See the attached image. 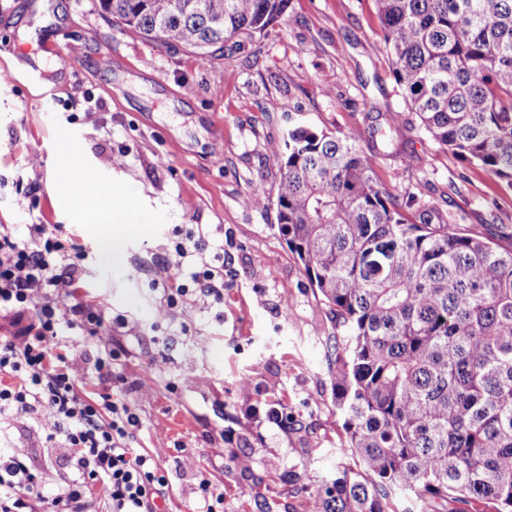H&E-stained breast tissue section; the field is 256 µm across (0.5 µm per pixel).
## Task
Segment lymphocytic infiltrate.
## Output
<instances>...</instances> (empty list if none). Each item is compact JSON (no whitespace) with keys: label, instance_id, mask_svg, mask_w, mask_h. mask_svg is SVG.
<instances>
[{"label":"lymphocytic infiltrate","instance_id":"obj_1","mask_svg":"<svg viewBox=\"0 0 512 512\" xmlns=\"http://www.w3.org/2000/svg\"><path fill=\"white\" fill-rule=\"evenodd\" d=\"M18 239L0 224V416L33 419L50 435H61L66 453L62 484L50 512H87L102 500L108 512H162L159 502L169 478L132 444L142 427L127 400L129 385L118 371L113 347L84 350L90 390H80L70 373L76 348L65 330L95 337L121 328V318L84 295L85 251L62 236L59 225L33 224ZM224 297V261L202 258L190 283L167 294L170 308L194 293ZM41 474L23 459L0 453V512H36Z\"/></svg>","mask_w":512,"mask_h":512}]
</instances>
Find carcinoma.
Returning <instances> with one entry per match:
<instances>
[{"mask_svg":"<svg viewBox=\"0 0 512 512\" xmlns=\"http://www.w3.org/2000/svg\"><path fill=\"white\" fill-rule=\"evenodd\" d=\"M291 0H99L106 17L202 65L268 31ZM394 81L422 128L512 190V0H376ZM363 133L298 126L267 150L277 228L336 314L330 355L341 453L307 512H512V247L471 235L419 197L414 219L373 175L386 115Z\"/></svg>","mask_w":512,"mask_h":512,"instance_id":"carcinoma-1","label":"carcinoma"}]
</instances>
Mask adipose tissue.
I'll return each mask as SVG.
<instances>
[{
    "label": "adipose tissue",
    "instance_id": "obj_1",
    "mask_svg": "<svg viewBox=\"0 0 512 512\" xmlns=\"http://www.w3.org/2000/svg\"><path fill=\"white\" fill-rule=\"evenodd\" d=\"M55 189L66 207L82 217L83 223L95 225L103 245L117 250L121 242L144 229V218L135 216L120 197L85 177L83 171L65 164L55 174Z\"/></svg>",
    "mask_w": 512,
    "mask_h": 512
}]
</instances>
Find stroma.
<instances>
[{
	"label": "stroma",
	"instance_id": "35a3bbf8",
	"mask_svg": "<svg viewBox=\"0 0 512 512\" xmlns=\"http://www.w3.org/2000/svg\"><path fill=\"white\" fill-rule=\"evenodd\" d=\"M38 2L0 0V224L21 236L58 224L83 246L90 291L124 321L98 343L126 350L136 447L168 473L166 512H196L204 476L223 484L224 512H305L307 488L332 472L345 440L327 362L336 317L275 210L242 203L256 184L277 192L268 145L292 122L350 133L386 112L400 143L371 164L398 201L418 195L490 237L512 225V192L423 130L390 74L375 0H292L266 34L204 66L126 35L99 0H47L45 13ZM62 129L75 164L147 221L119 257L58 203ZM187 224L202 225L207 255L223 252L230 274L223 301L197 294L173 310L176 275L156 259ZM258 400L285 404L288 427L247 416ZM0 449L36 467L53 498L61 442L9 417Z\"/></svg>",
	"mask_w": 512,
	"mask_h": 512
}]
</instances>
